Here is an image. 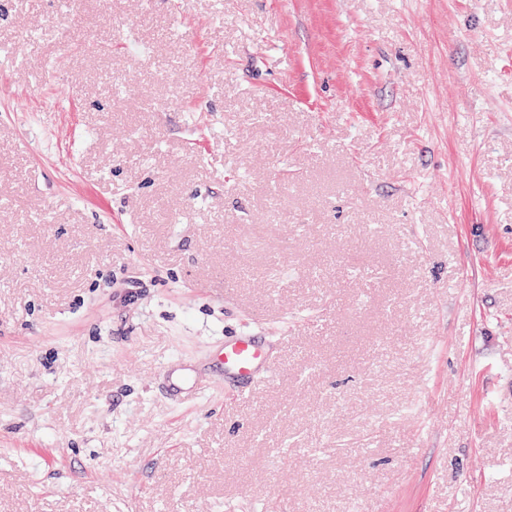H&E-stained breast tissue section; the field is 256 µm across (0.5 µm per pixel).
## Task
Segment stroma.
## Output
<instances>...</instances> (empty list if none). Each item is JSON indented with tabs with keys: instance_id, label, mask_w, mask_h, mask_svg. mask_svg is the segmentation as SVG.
Masks as SVG:
<instances>
[{
	"instance_id": "stroma-1",
	"label": "stroma",
	"mask_w": 512,
	"mask_h": 512,
	"mask_svg": "<svg viewBox=\"0 0 512 512\" xmlns=\"http://www.w3.org/2000/svg\"><path fill=\"white\" fill-rule=\"evenodd\" d=\"M1 46L0 512H512V0H0ZM218 356L224 380L236 382L240 388L237 397H252L258 382H268L276 375L277 366L267 348L248 334L226 336Z\"/></svg>"
}]
</instances>
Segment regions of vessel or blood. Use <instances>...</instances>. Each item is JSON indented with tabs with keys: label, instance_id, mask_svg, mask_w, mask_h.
<instances>
[{
	"label": "vessel or blood",
	"instance_id": "vessel-or-blood-1",
	"mask_svg": "<svg viewBox=\"0 0 512 512\" xmlns=\"http://www.w3.org/2000/svg\"><path fill=\"white\" fill-rule=\"evenodd\" d=\"M219 365L225 380L238 384V395L242 398L253 396L255 385L272 380L277 371L267 348L246 334L225 337Z\"/></svg>",
	"mask_w": 512,
	"mask_h": 512
}]
</instances>
